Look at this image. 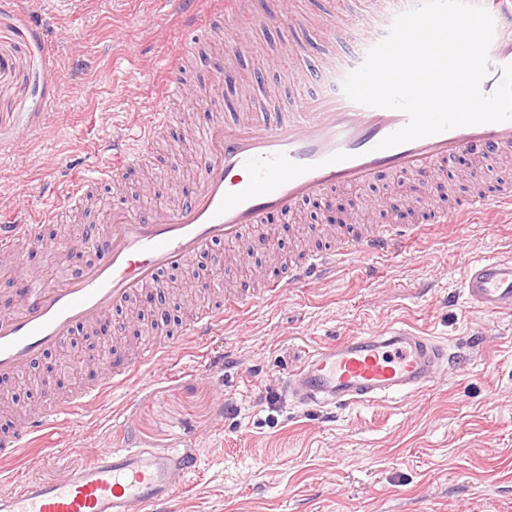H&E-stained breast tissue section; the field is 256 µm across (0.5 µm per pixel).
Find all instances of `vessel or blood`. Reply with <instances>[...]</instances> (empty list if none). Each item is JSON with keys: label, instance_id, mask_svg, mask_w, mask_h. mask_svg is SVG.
<instances>
[{"label": "vessel or blood", "instance_id": "obj_1", "mask_svg": "<svg viewBox=\"0 0 512 512\" xmlns=\"http://www.w3.org/2000/svg\"><path fill=\"white\" fill-rule=\"evenodd\" d=\"M468 2L487 10L494 21L489 71L481 83L489 95L503 66L512 64V0ZM209 3L206 15L190 10L175 15L200 44L217 33L218 22L242 17L240 0ZM411 8V0H372L338 55L312 56L302 45L292 46L291 52L309 56L308 81L321 80L328 72L348 69L358 44L377 45L376 27L390 29ZM189 94L181 64L167 63L147 120L113 129L95 176L78 179L60 203L39 210L15 208L10 223L0 227V252L12 257L15 269L8 302L0 306V398L8 397L10 384L42 356L122 313L132 301H166V275L208 255L214 245L263 249L253 231L270 215L296 213L339 187L368 188L382 180L414 177L427 194L436 195L450 186L448 164L461 154L491 163L512 158V121L455 127L384 149L381 141L407 124L406 113L356 103L340 88L324 96L300 88L295 111L243 112L230 122L212 120L203 131V166L177 203L148 210L128 203L113 206L99 224L82 231L92 254L82 270L48 282L32 280L25 263L29 245L55 247V231L68 214L93 196L99 184L117 181L120 172L148 158L172 119L169 104ZM376 206L391 210L394 221L343 232L304 249L284 271L262 278L256 293L229 291L195 311L176 341L159 339L136 355L112 360L105 374L79 392L62 398L45 391L38 414L0 431V459H15L27 448L52 455V436L74 430L90 405L110 391L148 384L178 347L207 343L226 320L245 314L259 300L335 278L347 259L404 256L408 243L432 224L464 225L483 217L497 223L500 209L512 208V182L490 179L479 170L470 189L448 208L419 215L416 201L400 195L381 197ZM463 288L475 308L512 312V257L469 260ZM448 363L447 346L410 324L394 322L323 343L282 384L301 406L330 415L359 404L411 398L445 373ZM198 467L194 454L178 448L110 450L65 475L29 480L1 492L0 512H173L179 488Z\"/></svg>", "mask_w": 512, "mask_h": 512}]
</instances>
